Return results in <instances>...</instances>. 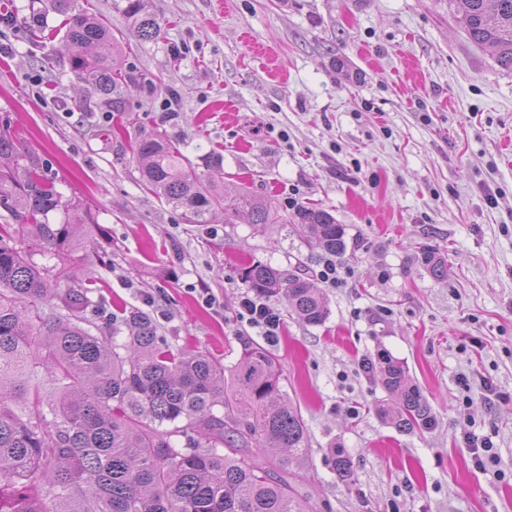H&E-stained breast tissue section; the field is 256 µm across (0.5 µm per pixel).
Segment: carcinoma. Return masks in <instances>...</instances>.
I'll return each instance as SVG.
<instances>
[{"label":"carcinoma","instance_id":"1","mask_svg":"<svg viewBox=\"0 0 512 512\" xmlns=\"http://www.w3.org/2000/svg\"><path fill=\"white\" fill-rule=\"evenodd\" d=\"M123 2L117 9L135 36H161L147 0ZM453 2L471 39L512 69V0ZM39 3L43 13L63 17L76 78L101 105L121 108L134 80L114 69L112 32L79 0ZM137 154L148 189L189 224H209L221 208L247 215L258 229L291 224L331 255L346 250L345 228L326 210L300 206L282 217L245 188L228 194L203 183L163 133L142 137ZM81 208L62 201L43 175L20 179L0 167V209L14 220L0 224V512H317L283 469V455L305 453L308 429L286 400L269 348L245 344L228 369L214 356L170 345L143 310L91 321L92 278L87 287L55 293L54 285L72 277L66 257L78 239L76 225L52 224L49 213ZM38 254L57 263L41 265ZM421 264L435 279L446 275L448 262L434 251L422 250ZM239 277L259 298L285 292L307 325L329 315L320 289L297 274L252 261ZM368 370L397 397L381 416L407 432L432 424L429 404L400 361L383 354ZM258 454L265 464L255 461ZM330 464L340 480H351L343 451H332Z\"/></svg>","mask_w":512,"mask_h":512}]
</instances>
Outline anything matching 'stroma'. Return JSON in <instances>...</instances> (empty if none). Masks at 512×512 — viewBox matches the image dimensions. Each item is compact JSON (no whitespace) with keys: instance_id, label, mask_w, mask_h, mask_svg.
<instances>
[{"instance_id":"obj_1","label":"stroma","mask_w":512,"mask_h":512,"mask_svg":"<svg viewBox=\"0 0 512 512\" xmlns=\"http://www.w3.org/2000/svg\"><path fill=\"white\" fill-rule=\"evenodd\" d=\"M79 2L123 46L114 65L135 84L122 111L76 80L61 16L0 0V130L84 205L69 217L70 287L97 276L92 301L149 312L172 344L230 367L261 339L239 316V266L314 280L327 255L289 224L259 231L220 209L185 223L145 189L136 141L166 134L201 179L280 212L319 205L346 241L326 322L270 301L281 327L268 347L310 434L287 466L301 493L322 512H512V71L448 0H148L154 42L114 0ZM36 20L45 38L31 37ZM423 246L447 256L444 279L421 264ZM203 288L222 309L201 303ZM381 352L407 367L430 429L378 415L395 404L364 368ZM473 434L491 438L496 466L477 467ZM334 448L350 481L328 464Z\"/></svg>"}]
</instances>
